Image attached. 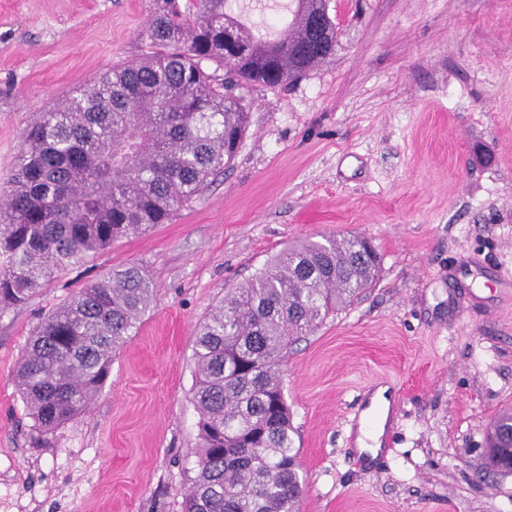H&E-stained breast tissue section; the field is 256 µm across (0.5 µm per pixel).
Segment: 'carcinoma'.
<instances>
[{"label": "carcinoma", "mask_w": 512, "mask_h": 512, "mask_svg": "<svg viewBox=\"0 0 512 512\" xmlns=\"http://www.w3.org/2000/svg\"><path fill=\"white\" fill-rule=\"evenodd\" d=\"M225 3L155 0L142 37L157 51L120 64L122 103L102 82L29 125L0 203L1 308L26 303L55 272L116 240L168 223L235 158L248 121L237 89L297 79L335 53L326 0H297L286 40L247 27ZM313 14L328 27L315 45ZM380 261L357 235L306 240L225 292L195 336L199 451L183 512H300L304 479L280 367L293 342L370 287ZM155 293L142 266H117L48 315L15 372L35 429L88 410ZM511 434L507 410L488 430L485 468L502 469Z\"/></svg>", "instance_id": "1"}]
</instances>
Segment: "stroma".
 <instances>
[{
	"label": "stroma",
	"mask_w": 512,
	"mask_h": 512,
	"mask_svg": "<svg viewBox=\"0 0 512 512\" xmlns=\"http://www.w3.org/2000/svg\"><path fill=\"white\" fill-rule=\"evenodd\" d=\"M334 55L246 88L238 153L171 221L0 309V512H182L195 476V331L299 241L355 234L375 282L297 341L281 372L302 512H512L485 430L512 408V0H327ZM153 0H0V192L25 131L67 88L151 52ZM135 263L157 296L88 412L33 429L14 382L30 333ZM400 389L388 450L359 465L348 419Z\"/></svg>",
	"instance_id": "stroma-1"
}]
</instances>
